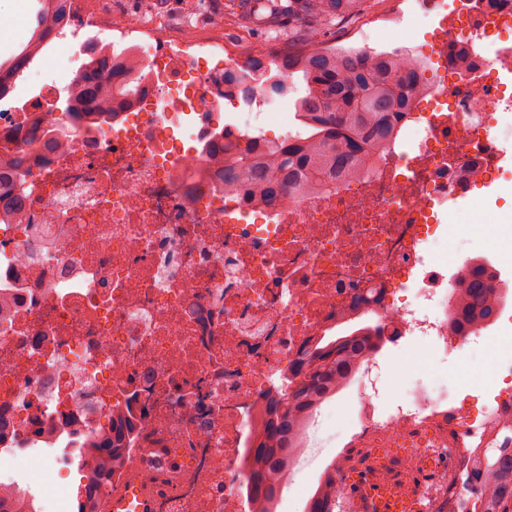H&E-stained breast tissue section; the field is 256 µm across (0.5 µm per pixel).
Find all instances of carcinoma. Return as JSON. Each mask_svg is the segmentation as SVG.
I'll return each instance as SVG.
<instances>
[{
    "mask_svg": "<svg viewBox=\"0 0 512 512\" xmlns=\"http://www.w3.org/2000/svg\"><path fill=\"white\" fill-rule=\"evenodd\" d=\"M35 26L27 43L7 60H0V83L16 82L43 46L47 31L63 28L70 21L68 0H39ZM362 0H243L244 17L258 27L284 19L307 24L300 32L288 27V37L300 44L322 38L334 22L354 14ZM133 50L119 52L95 42L87 46L88 61L79 80L65 90L67 114L76 118L84 101L91 100L99 112L112 111V103L143 92L126 81L125 63ZM264 68L265 96L282 93L285 81L302 74L305 90L295 102L301 129L293 137L256 150L251 144L224 138V188L237 189L246 198L274 202L284 192L314 190L310 179L322 176L335 180L360 173L368 162L366 146L378 148L394 135L396 126L409 111L419 85L415 68L402 69L386 55L367 49L317 47L295 56L276 55ZM463 305L459 324L471 331L491 321L497 304L496 288L488 268L471 265L461 282ZM381 347L369 335L347 336L323 347L305 350L289 366L281 387L263 401L264 431L250 448L252 469L250 497L264 505L280 496L282 485L269 480L281 459L293 448L301 415L322 399L360 355ZM455 484L470 490L480 501L479 512H512V449L490 450L477 470L465 467L452 477ZM336 470L328 468L320 487L308 499L304 512H336Z\"/></svg>",
    "mask_w": 512,
    "mask_h": 512,
    "instance_id": "carcinoma-1",
    "label": "carcinoma"
}]
</instances>
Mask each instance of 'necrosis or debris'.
Wrapping results in <instances>:
<instances>
[{
  "label": "necrosis or debris",
  "mask_w": 512,
  "mask_h": 512,
  "mask_svg": "<svg viewBox=\"0 0 512 512\" xmlns=\"http://www.w3.org/2000/svg\"><path fill=\"white\" fill-rule=\"evenodd\" d=\"M79 7L99 34L138 43L127 80L146 91L75 122L51 112L53 81L28 111L0 109V171L26 158L20 205L0 204V498L50 512L71 498L73 467L102 497L157 484L155 512H253L243 485L259 409L301 349L371 327L425 342L435 363L481 341L452 326L448 218L480 185L512 191L499 131L512 0H415L410 19L434 23L437 76L359 175L271 205L225 189L222 156L199 163L224 74L244 66L223 40L172 48L156 19ZM384 373L368 352L340 385L357 399L359 447L401 449L412 473L512 447V392L468 409L417 378L387 410ZM331 406L304 419L283 485L315 461ZM126 431L123 457L98 451ZM408 495L419 512H471V493L444 481Z\"/></svg>",
  "instance_id": "1"
}]
</instances>
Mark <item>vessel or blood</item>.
Segmentation results:
<instances>
[{
    "mask_svg": "<svg viewBox=\"0 0 512 512\" xmlns=\"http://www.w3.org/2000/svg\"><path fill=\"white\" fill-rule=\"evenodd\" d=\"M400 455L391 448H364L356 456L349 486L357 512H416L417 506L406 498L400 487ZM392 472L390 482L377 479L380 469ZM152 498L138 484L124 485L101 500L99 512H150Z\"/></svg>",
    "mask_w": 512,
    "mask_h": 512,
    "instance_id": "obj_1",
    "label": "vessel or blood"
}]
</instances>
